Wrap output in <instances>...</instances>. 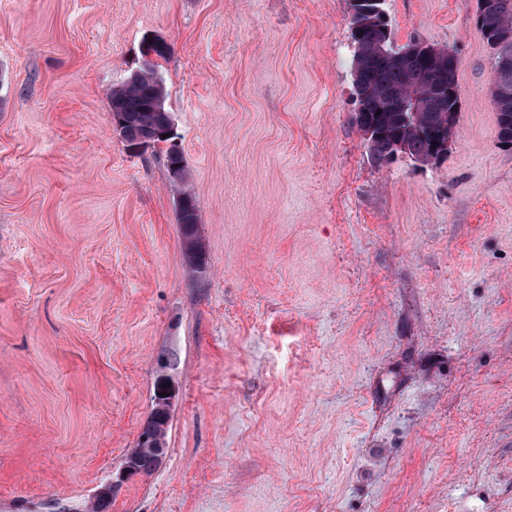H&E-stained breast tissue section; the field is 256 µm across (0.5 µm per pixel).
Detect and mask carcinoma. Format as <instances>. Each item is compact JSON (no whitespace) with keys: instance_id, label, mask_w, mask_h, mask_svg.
<instances>
[{"instance_id":"carcinoma-1","label":"carcinoma","mask_w":512,"mask_h":512,"mask_svg":"<svg viewBox=\"0 0 512 512\" xmlns=\"http://www.w3.org/2000/svg\"><path fill=\"white\" fill-rule=\"evenodd\" d=\"M476 4V27L494 55L492 96L497 117L512 118V95L497 93L499 86L512 88V0H476ZM349 6L350 23L358 26L360 48L351 63L359 89L356 107L377 132L370 146L372 158L379 164L390 162L392 143L401 138L407 144L408 155L425 165L432 163L436 160L433 142L456 139L458 125L448 123V114L460 113L459 97L445 89L430 91L422 101L419 132L407 129L397 106L417 75L437 79L450 88L456 85V58L448 55L445 47L418 42L415 61H400L383 50L394 42L389 22L378 20V11L385 10V0H350ZM164 102V81L155 69H140L112 90L111 112L124 122L126 147H132L135 135L144 130L163 131L168 124ZM186 182L187 169L182 167L174 187L178 196L188 201L177 212L184 241L200 236L197 201L183 188Z\"/></svg>"}]
</instances>
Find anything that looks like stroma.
Listing matches in <instances>:
<instances>
[{"label":"stroma","mask_w":512,"mask_h":512,"mask_svg":"<svg viewBox=\"0 0 512 512\" xmlns=\"http://www.w3.org/2000/svg\"><path fill=\"white\" fill-rule=\"evenodd\" d=\"M457 60L441 160L351 120L348 0H0V512H85L167 377V450L109 512H512V148L475 0H387ZM156 58L163 146L113 88ZM171 180L174 183V187L178 190V196L188 201V204L183 206L177 212V219L181 230L184 248V242L186 240L200 236L198 206L194 195L182 188V186L187 182V169L185 166L180 168V175L178 179ZM202 253H204V250L201 241L199 238H195L186 246L185 259L191 264H196L197 257Z\"/></svg>","instance_id":"1"}]
</instances>
